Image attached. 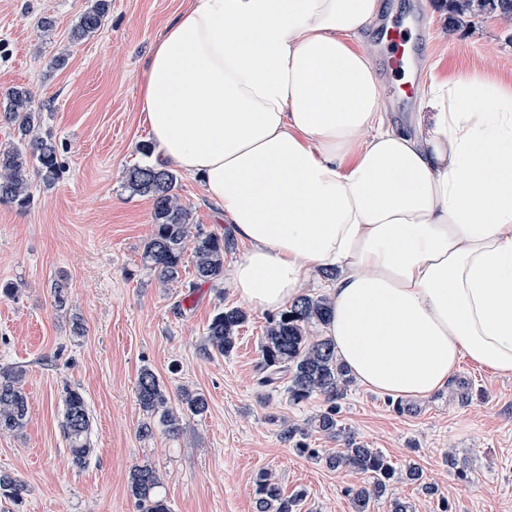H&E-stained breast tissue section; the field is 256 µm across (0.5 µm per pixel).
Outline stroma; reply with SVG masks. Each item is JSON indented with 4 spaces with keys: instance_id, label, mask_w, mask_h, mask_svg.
Masks as SVG:
<instances>
[{
    "instance_id": "obj_1",
    "label": "stroma",
    "mask_w": 512,
    "mask_h": 512,
    "mask_svg": "<svg viewBox=\"0 0 512 512\" xmlns=\"http://www.w3.org/2000/svg\"><path fill=\"white\" fill-rule=\"evenodd\" d=\"M189 0H111L104 26L80 44L69 32L86 0H0V94L33 91V107L51 133L63 173L34 181L33 202L0 206V367L23 366L24 428L0 434V471L25 483L21 502L0 512H136L130 470L155 466L171 512H254V480L272 472L285 495L304 491L300 512H353L348 489L362 481L300 456L279 437L326 407L315 396L295 404L257 386L260 340L268 314L250 310L227 356L203 354L206 329L221 309L240 306L230 279L194 290L192 255L182 284L162 285L141 257L152 231L153 202L132 194L127 171L145 164L150 141L141 82L154 43ZM397 18L426 12L430 37L419 85L431 77L478 72L512 86V26L486 15L448 28L444 0H383ZM49 19V31L38 23ZM66 53L64 66L53 63ZM177 193L193 223L230 233L198 181L180 175ZM68 290L56 307L55 284ZM86 333L74 335V321ZM151 368L170 392L205 395L206 414L184 416L176 436L141 437L147 416L137 377ZM79 390L91 417L94 451L75 468L62 435L64 387ZM336 417L359 441L381 450L396 470L418 464L437 493L406 481L392 494L412 512H512V376L462 364L447 390L393 400L351 383Z\"/></svg>"
}]
</instances>
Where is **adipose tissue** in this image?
<instances>
[{
	"label": "adipose tissue",
	"mask_w": 512,
	"mask_h": 512,
	"mask_svg": "<svg viewBox=\"0 0 512 512\" xmlns=\"http://www.w3.org/2000/svg\"><path fill=\"white\" fill-rule=\"evenodd\" d=\"M381 0H190L141 85L153 164L198 179L249 250L254 309L334 271L322 332L362 386L447 389L462 362L512 375V86L431 81L385 113L353 38Z\"/></svg>",
	"instance_id": "obj_1"
}]
</instances>
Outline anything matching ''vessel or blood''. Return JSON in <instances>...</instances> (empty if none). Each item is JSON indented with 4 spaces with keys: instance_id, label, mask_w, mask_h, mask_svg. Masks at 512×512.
<instances>
[{
    "instance_id": "obj_1",
    "label": "vessel or blood",
    "mask_w": 512,
    "mask_h": 512,
    "mask_svg": "<svg viewBox=\"0 0 512 512\" xmlns=\"http://www.w3.org/2000/svg\"><path fill=\"white\" fill-rule=\"evenodd\" d=\"M429 25L424 14L418 13L406 20L389 21L382 30L385 43L386 67L391 76L400 78L397 99L398 111H405L414 98L418 83L410 79L409 73L418 65L417 42L427 41Z\"/></svg>"
}]
</instances>
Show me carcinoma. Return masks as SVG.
<instances>
[{
    "instance_id": "cac0c4a2",
    "label": "carcinoma",
    "mask_w": 512,
    "mask_h": 512,
    "mask_svg": "<svg viewBox=\"0 0 512 512\" xmlns=\"http://www.w3.org/2000/svg\"><path fill=\"white\" fill-rule=\"evenodd\" d=\"M109 10V0H88L78 22L70 33V41L79 43L94 35L103 25ZM486 13L512 17V0H448V19L452 26ZM0 112L14 125L21 146L0 149V204L26 208L32 201L31 177L50 185L59 179L62 164L59 148L49 133L41 134V113L34 111L29 89L10 88L0 95ZM177 175L168 168L150 164L136 165L126 174V185L137 195L153 200V230L142 250L144 263L157 272L164 285L179 283L187 244H193L196 282H219L224 277V237L207 232L190 223V209L176 194ZM329 315L327 298L300 297L290 309L268 321L260 342L261 361L258 365V386L265 392H282L295 404L322 395L330 406L304 424L283 423L281 438L293 444L299 454L334 470L347 468L366 476V482L348 490L355 512H370L372 503L386 498L389 512H409V505L389 496L395 469L379 449L357 440L336 419V400L352 383L335 349L325 336L313 338L311 328L322 325ZM248 315L239 308L217 312L206 332L205 352L227 355L236 345L238 329ZM25 371L20 366L0 368V433L21 430L28 413V400L23 390ZM136 394L140 407L148 416L139 433L143 437L160 429L176 435L181 429L183 415L201 416L208 410L206 398L192 390H178V405H173L168 387L152 370L144 368L138 375ZM69 447L72 464L82 468L93 453L89 437L90 415L83 395L66 388L64 415L61 424ZM313 430L329 438H342L345 448L330 453L324 448H312L306 442L307 432ZM405 480L417 484L432 494L435 489L424 481L422 468L412 463L405 470ZM159 470L144 464L135 466L129 476V494L138 512H169L166 498L161 494ZM26 492L25 484L16 476L0 471V498L18 502ZM302 494H283L280 485L267 474L256 479L255 512H296Z\"/></svg>"
}]
</instances>
